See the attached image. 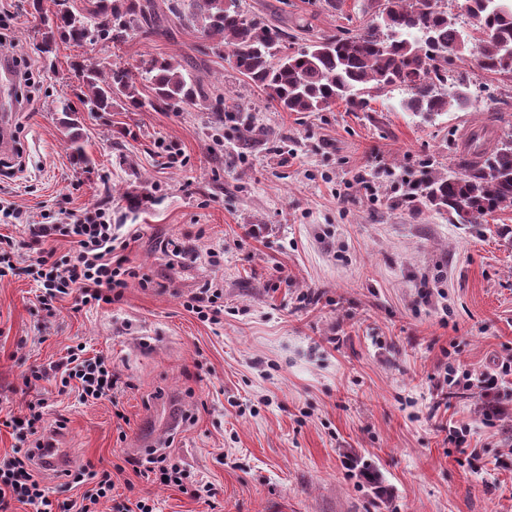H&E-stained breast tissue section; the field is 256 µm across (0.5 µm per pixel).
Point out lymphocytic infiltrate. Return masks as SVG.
Wrapping results in <instances>:
<instances>
[{
	"label": "lymphocytic infiltrate",
	"mask_w": 512,
	"mask_h": 512,
	"mask_svg": "<svg viewBox=\"0 0 512 512\" xmlns=\"http://www.w3.org/2000/svg\"><path fill=\"white\" fill-rule=\"evenodd\" d=\"M29 235L34 246L42 244L46 238L62 236L78 247L73 258L58 261L46 254L27 265L28 276L39 287L37 301L44 310H52L56 302L71 295L83 306L111 302L137 276L133 268L126 266L124 258L115 253L110 209H89L64 224H33ZM53 371L59 375L62 386L76 385L84 400L107 396L118 383L111 361L101 354L86 356L81 345L70 348ZM511 375L512 363L501 364L498 371L475 380L467 374L458 375L451 366L444 382L452 396L461 389H475L482 397L495 398L499 395V386ZM43 416V404L33 403L28 405L24 416L9 422L26 448L0 457V512H8L14 501L28 505L32 512H55L33 454L34 449L51 445V437L42 425Z\"/></svg>",
	"instance_id": "f902f5d3"
}]
</instances>
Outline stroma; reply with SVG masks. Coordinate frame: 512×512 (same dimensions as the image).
I'll use <instances>...</instances> for the list:
<instances>
[{
	"mask_svg": "<svg viewBox=\"0 0 512 512\" xmlns=\"http://www.w3.org/2000/svg\"><path fill=\"white\" fill-rule=\"evenodd\" d=\"M240 4L295 33L292 52L364 20L361 0ZM54 12L53 0L38 13L30 0H0V53L31 58L35 95L9 106L24 168L0 175V199L24 221L0 223V234L21 241L26 224L103 205L138 276L112 303L68 297L50 314L23 272L34 255L19 249L17 273L0 278V455L20 446L2 419L42 398L70 468L111 472L113 501L145 499L157 512H512V375L490 418L477 391L449 402L441 391L447 365L477 378L512 359V210L459 224L398 202L403 172L421 160L457 170L467 132L512 135V78L470 76L475 107L426 121L401 110L398 88L367 112L341 102L284 112L212 55L198 76L239 104L235 117L217 121L209 100L85 112V166L55 110L82 84L73 62L190 59L200 38L172 21L168 35L118 50L61 43L47 57ZM248 123L260 133L243 150ZM208 283L223 291L214 321L188 307ZM76 345L111 359L114 394L83 402L50 377L26 386ZM463 424L473 460L448 441ZM157 451L190 486L128 467ZM196 482L212 485L211 506L194 498Z\"/></svg>",
	"mask_w": 512,
	"mask_h": 512,
	"instance_id": "stroma-1",
	"label": "stroma"
}]
</instances>
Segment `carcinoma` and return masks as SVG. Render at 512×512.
I'll return each instance as SVG.
<instances>
[{"mask_svg":"<svg viewBox=\"0 0 512 512\" xmlns=\"http://www.w3.org/2000/svg\"><path fill=\"white\" fill-rule=\"evenodd\" d=\"M444 0H367L361 8L368 21L352 35H325L307 48L286 53L296 35L256 21L239 7V0H167L166 10L155 0H91L78 10L72 0H54L53 22L42 36L43 52L58 42L77 45L108 41L120 44L131 34L161 35L176 19L199 31V52L227 56L230 67L285 112H324L343 102L352 112H369L370 100L389 87L404 89V107L437 116L451 107L472 105L466 77H451L454 60L464 55L478 73L512 77V0H464L476 20L479 36L471 47ZM415 28L418 37H405ZM82 70V109L110 112L118 104L137 110L165 112L183 103L213 99L217 112H235L224 104L218 88L207 89L186 61L172 56L142 57L137 73L114 65L105 70L96 63H75ZM150 83L152 96L140 94L138 80ZM61 124L70 130L69 149L84 159L77 109L60 101ZM402 200L417 202L461 224H481L497 211L512 209V138L477 147L463 159L460 171L445 174L429 162L402 181Z\"/></svg>","mask_w":512,"mask_h":512,"instance_id":"1","label":"carcinoma"}]
</instances>
